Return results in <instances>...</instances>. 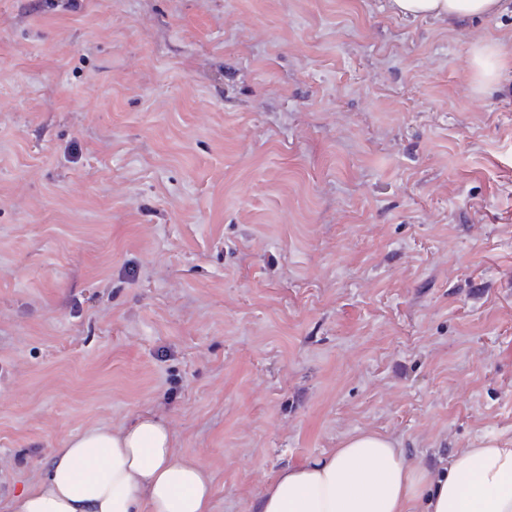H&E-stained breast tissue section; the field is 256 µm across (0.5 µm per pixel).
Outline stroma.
I'll use <instances>...</instances> for the list:
<instances>
[{
  "label": "stroma",
  "mask_w": 512,
  "mask_h": 512,
  "mask_svg": "<svg viewBox=\"0 0 512 512\" xmlns=\"http://www.w3.org/2000/svg\"><path fill=\"white\" fill-rule=\"evenodd\" d=\"M66 2L0 0L1 502L145 414L211 512L356 430L512 441L511 12ZM472 64L485 80H492L498 74L496 51L492 46L477 47L472 56Z\"/></svg>",
  "instance_id": "1"
}]
</instances>
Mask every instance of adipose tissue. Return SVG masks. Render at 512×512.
I'll use <instances>...</instances> for the list:
<instances>
[{
  "label": "adipose tissue",
  "instance_id": "adipose-tissue-1",
  "mask_svg": "<svg viewBox=\"0 0 512 512\" xmlns=\"http://www.w3.org/2000/svg\"><path fill=\"white\" fill-rule=\"evenodd\" d=\"M405 18L488 16L503 0H390ZM212 477L179 456L152 416L66 440L45 479L0 512H210ZM254 512H512V445L484 441L430 470L388 436L357 430L340 448L282 466L262 484Z\"/></svg>",
  "mask_w": 512,
  "mask_h": 512
}]
</instances>
